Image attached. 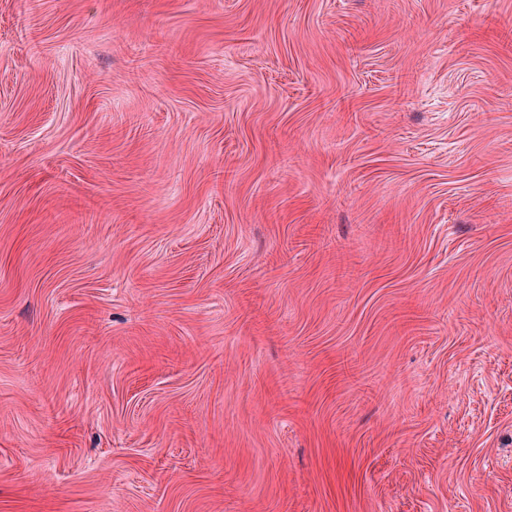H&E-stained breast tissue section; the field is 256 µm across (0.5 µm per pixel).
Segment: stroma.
Masks as SVG:
<instances>
[{
    "label": "stroma",
    "instance_id": "obj_1",
    "mask_svg": "<svg viewBox=\"0 0 512 512\" xmlns=\"http://www.w3.org/2000/svg\"><path fill=\"white\" fill-rule=\"evenodd\" d=\"M0 512H512V0H0Z\"/></svg>",
    "mask_w": 512,
    "mask_h": 512
}]
</instances>
